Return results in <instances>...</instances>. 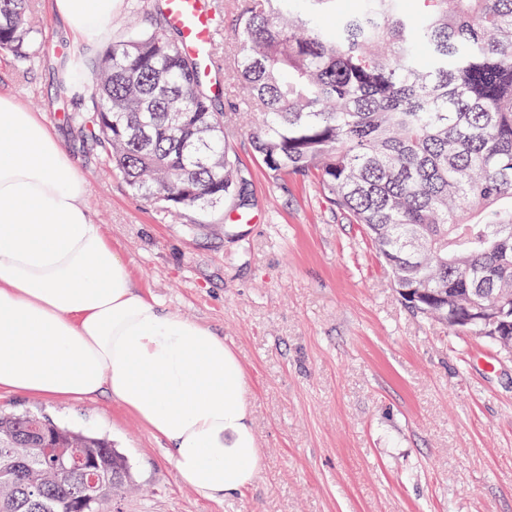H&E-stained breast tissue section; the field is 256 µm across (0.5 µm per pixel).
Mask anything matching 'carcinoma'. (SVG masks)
Returning <instances> with one entry per match:
<instances>
[{
	"mask_svg": "<svg viewBox=\"0 0 512 512\" xmlns=\"http://www.w3.org/2000/svg\"><path fill=\"white\" fill-rule=\"evenodd\" d=\"M241 0L233 87L211 93L168 34L163 0H141L150 30L72 62L66 92L112 168L165 212L211 223L243 207L248 183L225 142L246 110L273 179L317 183L384 259L405 306L512 351V0ZM34 0H0V51L36 54ZM182 113V129L169 116ZM102 475L93 496L62 465ZM125 457L46 415L0 413V512H97L130 486Z\"/></svg>",
	"mask_w": 512,
	"mask_h": 512,
	"instance_id": "obj_1",
	"label": "carcinoma"
}]
</instances>
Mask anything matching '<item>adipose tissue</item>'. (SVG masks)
I'll use <instances>...</instances> for the list:
<instances>
[{
	"label": "adipose tissue",
	"mask_w": 512,
	"mask_h": 512,
	"mask_svg": "<svg viewBox=\"0 0 512 512\" xmlns=\"http://www.w3.org/2000/svg\"><path fill=\"white\" fill-rule=\"evenodd\" d=\"M115 0H52L87 37ZM48 125L0 94V392L104 396L167 441L180 481L220 500L250 486L261 450L245 370L222 336L135 287Z\"/></svg>",
	"instance_id": "obj_1"
}]
</instances>
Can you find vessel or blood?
I'll use <instances>...</instances> for the list:
<instances>
[{
    "mask_svg": "<svg viewBox=\"0 0 512 512\" xmlns=\"http://www.w3.org/2000/svg\"><path fill=\"white\" fill-rule=\"evenodd\" d=\"M168 24L178 32L181 49L199 59L200 75L213 79L220 70L209 52L218 22L211 0H165Z\"/></svg>",
    "mask_w": 512,
    "mask_h": 512,
    "instance_id": "b4317fda",
    "label": "vessel or blood"
}]
</instances>
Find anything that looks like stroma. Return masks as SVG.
<instances>
[{
  "label": "stroma",
  "instance_id": "35a3bbf8",
  "mask_svg": "<svg viewBox=\"0 0 512 512\" xmlns=\"http://www.w3.org/2000/svg\"><path fill=\"white\" fill-rule=\"evenodd\" d=\"M36 9L55 48L31 64L0 51V93L58 134L134 285L235 352L260 467L241 494L210 500L116 402L1 394L0 410L112 441L134 484L99 512H512V355L413 315L361 227L315 183L271 178L246 128L226 139L249 183L248 223L228 205L202 227L136 195L68 120L82 106L65 98L64 63L83 39L51 0Z\"/></svg>",
  "mask_w": 512,
  "mask_h": 512
}]
</instances>
